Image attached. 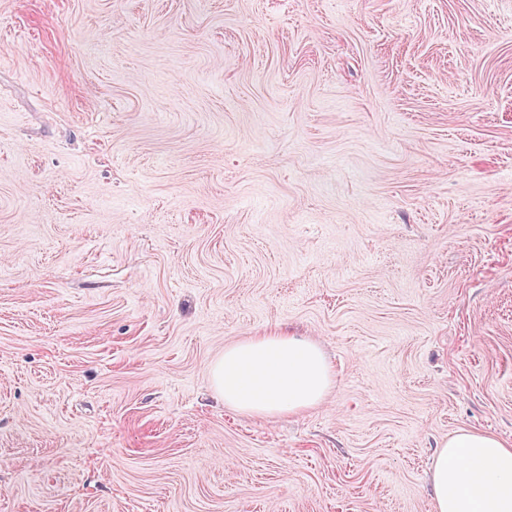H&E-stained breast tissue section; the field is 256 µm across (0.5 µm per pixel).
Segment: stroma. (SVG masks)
<instances>
[{
	"mask_svg": "<svg viewBox=\"0 0 512 512\" xmlns=\"http://www.w3.org/2000/svg\"><path fill=\"white\" fill-rule=\"evenodd\" d=\"M280 328L324 402L209 375ZM512 441V0H0V512H435ZM210 379L225 406L273 418L321 404L334 373L316 341L273 330L225 347L210 366ZM436 512H512V442L460 429L431 468Z\"/></svg>",
	"mask_w": 512,
	"mask_h": 512,
	"instance_id": "35a3bbf8",
	"label": "stroma"
}]
</instances>
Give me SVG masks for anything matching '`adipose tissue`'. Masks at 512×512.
I'll return each instance as SVG.
<instances>
[{
  "label": "adipose tissue",
  "mask_w": 512,
  "mask_h": 512,
  "mask_svg": "<svg viewBox=\"0 0 512 512\" xmlns=\"http://www.w3.org/2000/svg\"><path fill=\"white\" fill-rule=\"evenodd\" d=\"M210 379L225 406L273 418L321 404L334 373L316 341L273 330L225 347ZM430 481L435 512H512V442L459 430L439 444Z\"/></svg>",
  "instance_id": "obj_1"
}]
</instances>
